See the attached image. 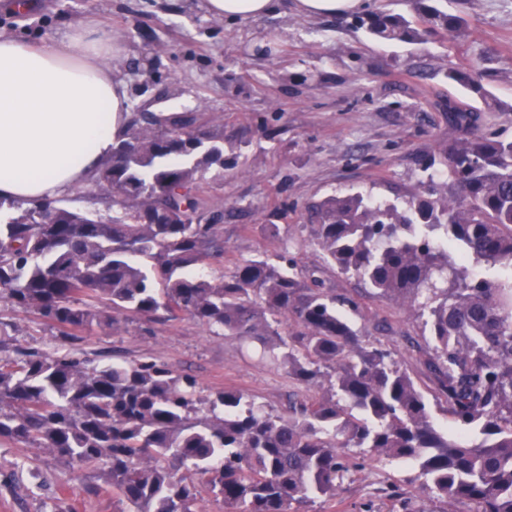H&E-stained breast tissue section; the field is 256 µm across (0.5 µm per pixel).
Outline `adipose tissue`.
Returning a JSON list of instances; mask_svg holds the SVG:
<instances>
[{
    "instance_id": "ef3b65f1",
    "label": "adipose tissue",
    "mask_w": 512,
    "mask_h": 512,
    "mask_svg": "<svg viewBox=\"0 0 512 512\" xmlns=\"http://www.w3.org/2000/svg\"><path fill=\"white\" fill-rule=\"evenodd\" d=\"M122 53L91 21L39 43L0 35V195L58 197L111 157L128 120Z\"/></svg>"
}]
</instances>
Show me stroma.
Instances as JSON below:
<instances>
[{
  "label": "stroma",
  "mask_w": 512,
  "mask_h": 512,
  "mask_svg": "<svg viewBox=\"0 0 512 512\" xmlns=\"http://www.w3.org/2000/svg\"><path fill=\"white\" fill-rule=\"evenodd\" d=\"M28 16L0 10V33L40 41L94 20L119 37L127 55L114 69L133 112H191L224 125L223 176L203 182L212 209L224 214L221 262L209 276L230 274L259 256L293 258L317 270L326 287L354 294L358 284L327 264L307 224V209L331 195L360 192L395 200L418 189L423 163L448 136L453 99L481 112L479 127L512 139V0H448L466 12L465 37L386 42L356 27L351 14L305 16L283 8L248 21L210 15L205 0H32ZM476 67L484 96L452 83L453 68ZM113 328L86 334L88 355L131 362L153 356L194 375L203 394L227 387L282 413L306 395L287 371L260 359L253 344L212 332L183 314L149 322L114 311ZM0 320L20 326L19 343L52 354L61 344L35 315L0 299ZM353 321L368 339L391 349L425 391L435 382L426 349L410 347L424 327L413 309L364 296ZM416 473L405 462L365 459L336 499L307 512H448L445 502L413 495ZM94 470L74 471L42 449L0 445V512H123L112 490H96Z\"/></svg>",
  "instance_id": "obj_1"
}]
</instances>
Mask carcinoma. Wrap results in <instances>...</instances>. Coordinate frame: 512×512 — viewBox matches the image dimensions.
<instances>
[{"instance_id":"obj_1","label":"carcinoma","mask_w":512,"mask_h":512,"mask_svg":"<svg viewBox=\"0 0 512 512\" xmlns=\"http://www.w3.org/2000/svg\"><path fill=\"white\" fill-rule=\"evenodd\" d=\"M414 15L360 20L385 40L459 34L466 17L414 0ZM447 77L487 98L481 73ZM448 141L403 206L361 194L312 207L311 230L341 274L367 293L414 308L434 342L425 392L391 351L366 343L359 304L285 255L200 268L224 254L202 194L224 172V125L191 112L130 115L112 159L92 176L107 214L58 200L0 197V296L42 318L67 347L16 343L0 321V442L43 448L70 468H95L133 512H193L203 494L230 512H298L333 499L349 449L414 464L419 493L467 512H512V139L481 131L476 109L444 103ZM145 320L181 312L260 353L318 393L268 412L234 389L201 395L196 379L142 357L104 363L84 334L112 310Z\"/></svg>"}]
</instances>
